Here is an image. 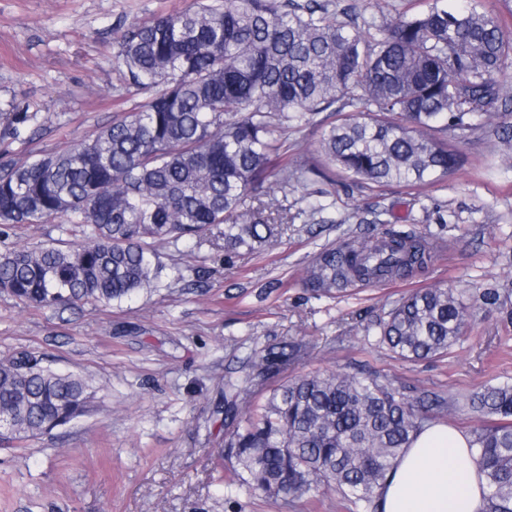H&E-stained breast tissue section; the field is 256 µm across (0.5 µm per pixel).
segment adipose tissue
Returning <instances> with one entry per match:
<instances>
[{
	"label": "adipose tissue",
	"mask_w": 512,
	"mask_h": 512,
	"mask_svg": "<svg viewBox=\"0 0 512 512\" xmlns=\"http://www.w3.org/2000/svg\"><path fill=\"white\" fill-rule=\"evenodd\" d=\"M485 494L469 436L436 424L413 437L376 500L379 512H483Z\"/></svg>",
	"instance_id": "obj_1"
}]
</instances>
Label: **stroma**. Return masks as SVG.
<instances>
[{
    "label": "stroma",
    "mask_w": 512,
    "mask_h": 512,
    "mask_svg": "<svg viewBox=\"0 0 512 512\" xmlns=\"http://www.w3.org/2000/svg\"><path fill=\"white\" fill-rule=\"evenodd\" d=\"M194 0H0V161L20 164L94 136L114 113L149 100L112 65L129 25L193 7ZM26 113L21 134L13 119ZM444 139L460 157L434 184L353 183L330 168L321 127L288 132V161L307 181L276 191L288 208L278 242L228 254L221 228L152 242L155 291L121 305L33 307L0 292V358L27 352L97 387L87 415L15 446L0 445V512H358L329 490L266 497L218 481L226 456L224 384L283 341L301 351L289 375L377 372L444 396L512 383V102L470 117ZM388 231L439 238L428 267L333 298L303 285L326 246ZM60 220L0 233V254L81 242ZM456 288L464 304L486 288L503 306L475 311L448 356L405 361L376 336L409 292Z\"/></svg>",
    "instance_id": "35a3bbf8"
}]
</instances>
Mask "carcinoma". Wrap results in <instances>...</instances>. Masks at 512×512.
Instances as JSON below:
<instances>
[{
    "label": "carcinoma",
    "mask_w": 512,
    "mask_h": 512,
    "mask_svg": "<svg viewBox=\"0 0 512 512\" xmlns=\"http://www.w3.org/2000/svg\"><path fill=\"white\" fill-rule=\"evenodd\" d=\"M346 21L320 0H201L194 9L130 26L114 64L135 85L158 88L113 116L94 138L17 165L0 164V224L62 219L88 242L0 255V290L38 307L112 305L156 287L149 239L199 236L224 225V249L271 244L283 217L271 191L300 181L283 134L351 113L322 131L328 160L361 184H433L459 156L436 137L494 101L512 100L494 78L512 66V36L483 0L450 10L442 0L410 17ZM435 241L392 235L323 249L306 287L331 296L420 271ZM467 310L451 288L402 297L377 325L397 357H443L460 341ZM299 344L256 354L245 383L288 368ZM224 393L228 459L248 489L282 499L334 489L377 512L375 490L428 422L465 411L478 426L474 460L486 477L483 512H512V384L461 398L411 390L380 373L290 377L236 422ZM96 388L30 353L0 360V414L24 444L87 414Z\"/></svg>",
    "instance_id": "carcinoma-1"
}]
</instances>
